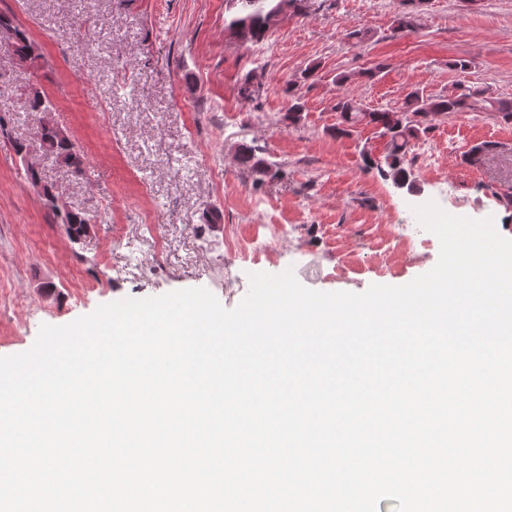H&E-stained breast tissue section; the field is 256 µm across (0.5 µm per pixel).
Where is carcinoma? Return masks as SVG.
<instances>
[{
  "label": "carcinoma",
  "mask_w": 512,
  "mask_h": 512,
  "mask_svg": "<svg viewBox=\"0 0 512 512\" xmlns=\"http://www.w3.org/2000/svg\"><path fill=\"white\" fill-rule=\"evenodd\" d=\"M232 5L226 20L227 29L240 41L260 44L269 32L266 19L282 8L283 0H229ZM418 13H405L400 16L393 27V35L411 32L419 27ZM0 29L9 33L12 39L14 55L19 67L40 71L46 65L40 47L28 35L27 31L16 25L11 16L0 14ZM289 97L287 111L283 118L288 124L297 125L303 119L301 96L297 94L296 84H288ZM482 101L487 111L505 121H512V101L498 98L488 93L485 88L467 87L459 92H450L436 96H426L415 90L410 92L399 110L369 109L357 100L341 95L336 99L334 110L339 114L336 124V137H348L360 125L372 126L378 137L385 141V152L374 156L362 150L364 166L374 169L380 177L389 181L398 189L411 185L414 176L411 161L407 155L411 142L431 132L433 125L422 121L419 116L446 117L457 112L471 109L475 102ZM52 108L47 95L35 85L29 86L21 95V109L32 116ZM39 150L52 158L58 165L69 169L77 179L86 176L87 166L84 155L67 128L45 129L36 136ZM30 144L14 141L13 148L25 165L27 180L31 183L42 182L41 172L28 162ZM237 161L240 168L258 185L264 179H275L280 174L279 167L265 156L263 149L255 146L239 147ZM44 206L53 218L64 224V231L71 240H79L87 235L90 219L81 211L70 210L60 205V194L51 187H44Z\"/></svg>",
  "instance_id": "carcinoma-1"
}]
</instances>
